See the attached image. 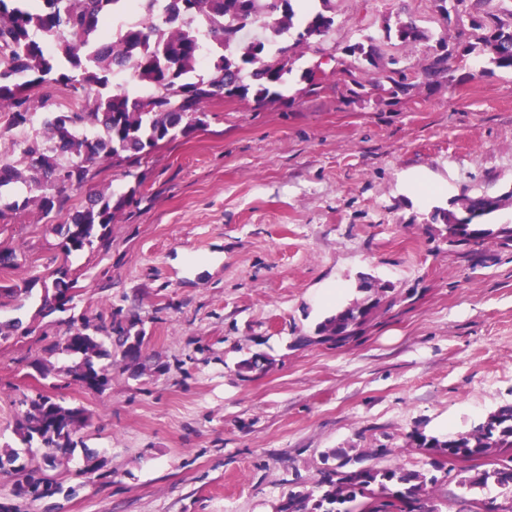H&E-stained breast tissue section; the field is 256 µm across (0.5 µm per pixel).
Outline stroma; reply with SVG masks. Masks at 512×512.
Segmentation results:
<instances>
[{
	"label": "stroma",
	"instance_id": "35a3bbf8",
	"mask_svg": "<svg viewBox=\"0 0 512 512\" xmlns=\"http://www.w3.org/2000/svg\"><path fill=\"white\" fill-rule=\"evenodd\" d=\"M327 47L412 18L429 38L386 55L421 68L454 41L436 0H331ZM306 52L281 97L210 103L202 127L161 143L132 172L105 166L67 193L65 212L94 194L135 195L111 245L64 255L35 207L0 213V453L29 456L23 396L43 393L89 416L60 494L0 505L22 512H278L314 488L334 448H393L424 468L421 431L439 438L512 406V245H453L435 208L512 191V72L469 56L452 82L414 98L343 77L301 94ZM74 286L65 312L43 310L58 271ZM370 289H363V282ZM385 285L395 305L344 346L320 339L337 310ZM120 320L143 333L133 367L120 356L100 391L80 388L53 348L69 319ZM254 355L263 369L246 373Z\"/></svg>",
	"mask_w": 512,
	"mask_h": 512
}]
</instances>
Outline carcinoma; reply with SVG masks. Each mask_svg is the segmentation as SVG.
I'll return each mask as SVG.
<instances>
[{
    "label": "carcinoma",
    "mask_w": 512,
    "mask_h": 512,
    "mask_svg": "<svg viewBox=\"0 0 512 512\" xmlns=\"http://www.w3.org/2000/svg\"><path fill=\"white\" fill-rule=\"evenodd\" d=\"M128 0H0V108L10 112L8 129L30 126L35 114H47L43 137L23 145L27 173L0 162V191L21 183L27 190L22 201L7 204L24 210L35 204L43 216L60 214L62 194L83 187L98 166L112 164L128 168L138 165L144 152L163 141L188 136L203 125L208 102L252 98L264 105L278 97L275 88L284 85L303 50L319 49L335 25V16L322 8L299 14L295 0H135L144 11L136 23L120 26L112 37L118 53L103 44L105 25ZM444 20L460 25L469 20L468 41L460 52L439 42L440 53L432 56L421 74L428 85L452 80L455 67L476 49L496 69L512 71V20L494 15L476 17L468 12L467 0H437ZM295 31L293 43L280 37ZM383 38L413 48L426 38L414 20L396 16L386 21ZM374 68L373 86L390 94L408 96L417 87L407 73L409 67L396 57L384 58L381 40L365 35L345 47L336 57V73L364 88L356 78L358 64ZM129 70L145 88L131 96L124 90L108 91L110 77ZM317 67H308L301 79L303 92L322 87ZM78 91L87 85L101 89L95 100L82 108L60 110L52 99L38 94L49 82ZM507 196H466L460 208L437 209L432 220L454 223L483 218L487 223L464 227L481 240L512 244V224H493L490 217ZM135 201V193L117 201L99 195L83 210L64 220L63 250L80 252L99 239L107 244L104 230L115 214ZM394 305L388 289H377L374 300L345 307L328 318L319 332L324 339L344 344L377 313ZM77 340L73 355L81 361L69 370L76 378H107L93 357L103 354L104 340L119 350L123 360L138 363L144 337L131 335L120 321L99 326L84 319L70 322L64 340ZM29 406L21 427V440L51 449L43 463L14 466L12 454L0 456V471L14 483L26 484V498L38 500L59 487L43 476L42 465L53 466L57 455L77 447L80 428L86 423L84 409L65 407L50 396H24ZM410 443L433 450L429 469H408L391 463L392 448H334L324 460L336 466L321 471L316 488L291 492L278 512H444L452 500L443 486L459 463L474 457L462 483L473 488L488 484L512 488V407L492 415L483 425L466 433L431 439L414 431ZM365 460L373 464L364 466ZM466 512H512L473 498Z\"/></svg>",
    "instance_id": "carcinoma-1"
}]
</instances>
